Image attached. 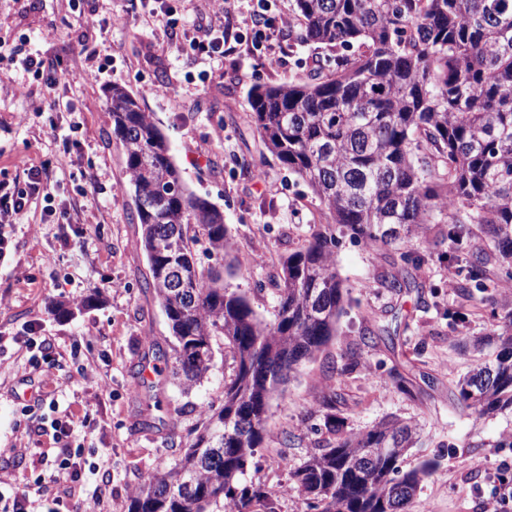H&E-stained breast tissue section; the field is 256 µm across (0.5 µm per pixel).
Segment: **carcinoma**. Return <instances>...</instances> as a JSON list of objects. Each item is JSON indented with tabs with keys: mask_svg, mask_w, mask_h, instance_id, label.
<instances>
[{
	"mask_svg": "<svg viewBox=\"0 0 512 512\" xmlns=\"http://www.w3.org/2000/svg\"><path fill=\"white\" fill-rule=\"evenodd\" d=\"M301 28L288 39L336 49V68L314 60L307 74L254 88L252 120L266 148L305 181L326 211L310 238L282 262L277 309L267 322L247 297L201 268L196 245L217 260L231 254L223 214L185 188L167 142L123 87L108 102L133 189L140 244L152 290L176 340L173 363L156 360L190 387L209 371L213 340L224 337L235 369L224 402L202 407V427L171 464L150 474L127 512H248L264 498L245 482L266 432L269 401L296 366L336 332L344 292L336 272L335 227L373 248L393 247L403 265L381 287L409 288L427 225L448 224L458 243L478 224L482 244L465 260L458 287L470 294L512 282V0H295ZM495 252L505 278L487 270ZM493 335L495 358L456 385L477 416L512 410V311ZM336 390L323 393L331 437L291 479L314 512H406L436 468L401 472L418 430L401 420L345 433Z\"/></svg>",
	"mask_w": 512,
	"mask_h": 512,
	"instance_id": "obj_1",
	"label": "carcinoma"
}]
</instances>
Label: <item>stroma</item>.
Listing matches in <instances>:
<instances>
[{
	"mask_svg": "<svg viewBox=\"0 0 512 512\" xmlns=\"http://www.w3.org/2000/svg\"><path fill=\"white\" fill-rule=\"evenodd\" d=\"M96 25L83 24L67 0H0V41L64 64L49 89L19 60H0L12 75L0 90V180L23 179L24 166L47 165L72 221L45 224L44 201L7 230L0 257V512H12L17 491L28 512H126L131 494L173 463L200 422L205 404H221L234 369L224 339L213 343L206 377L184 387L144 373L153 345L176 344L152 290L140 245L124 154L112 135L107 99L125 86L168 141L186 188L224 213L245 263L225 276L256 315L272 320L276 279L285 257L311 234L320 203L306 182L265 148L251 118L250 91L302 75L328 50L315 43L287 48L283 63L257 60L247 47L223 61L179 50L181 32L155 30L140 0H90ZM102 66L97 77L89 64ZM69 103L59 112L55 102ZM41 113L31 110L32 104ZM95 192H88V185ZM447 225H430L412 272L416 287L394 294L376 287L397 263L396 250H377L339 234L336 264L351 303L335 336L304 360L269 402L263 441L247 479L275 512H310L292 471L328 439L318 400L336 388V410L357 432L396 417L417 423L419 442L402 470L427 459L410 512H486L497 473L512 477V412L476 417L453 391L477 360L490 358L494 323L512 311V288L491 300L460 295L448 258L465 257L481 231L462 243ZM94 306H86L90 295ZM72 313L60 316L58 304ZM36 327L52 344L31 362L16 337ZM74 417L71 445L84 461L77 481L57 478L62 450L51 422Z\"/></svg>",
	"mask_w": 512,
	"mask_h": 512,
	"instance_id": "stroma-1",
	"label": "stroma"
}]
</instances>
